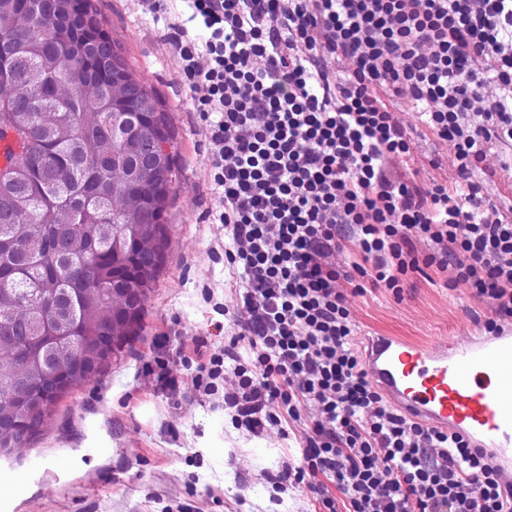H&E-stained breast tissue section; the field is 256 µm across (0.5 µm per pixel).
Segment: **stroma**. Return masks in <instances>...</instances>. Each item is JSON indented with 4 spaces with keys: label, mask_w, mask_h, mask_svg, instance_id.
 <instances>
[{
    "label": "stroma",
    "mask_w": 512,
    "mask_h": 512,
    "mask_svg": "<svg viewBox=\"0 0 512 512\" xmlns=\"http://www.w3.org/2000/svg\"><path fill=\"white\" fill-rule=\"evenodd\" d=\"M99 8L133 75L155 89L171 118L179 168L166 213L171 241L139 340L98 380L65 397L32 445L0 459L1 467L41 473L13 512H167L177 503L191 512H315L307 490L283 493L268 479L281 458L299 459L298 449L274 429L260 437L236 430L223 392L207 396L191 386L199 349L229 342L241 290L224 259L208 123L164 36L179 0H99ZM391 169L418 180L454 175L448 146L428 140L416 141L411 157ZM351 312L362 348L370 336H459L490 309L430 267L409 274L403 300L371 288L352 298Z\"/></svg>",
    "instance_id": "35a3bbf8"
}]
</instances>
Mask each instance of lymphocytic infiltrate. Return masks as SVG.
I'll return each mask as SVG.
<instances>
[{"label":"lymphocytic infiltrate","instance_id":"lymphocytic-infiltrate-1","mask_svg":"<svg viewBox=\"0 0 512 512\" xmlns=\"http://www.w3.org/2000/svg\"><path fill=\"white\" fill-rule=\"evenodd\" d=\"M188 2L205 39L168 28L199 111L216 116L224 255L248 314L193 388L223 391L238 430L294 427L301 458L271 480L320 512H512L492 452L386 403L350 310L370 285L402 299L424 265L488 303L487 332L512 320V215L485 187L512 169L485 166L512 147V0ZM417 138L449 146L453 181L392 175ZM350 244L361 259L344 268Z\"/></svg>","mask_w":512,"mask_h":512}]
</instances>
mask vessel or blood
Instances as JSON below:
<instances>
[{
	"label": "vessel or blood",
	"instance_id": "b4317fda",
	"mask_svg": "<svg viewBox=\"0 0 512 512\" xmlns=\"http://www.w3.org/2000/svg\"><path fill=\"white\" fill-rule=\"evenodd\" d=\"M369 379L406 416L460 433L497 452L512 480V324L418 343L378 336L366 357Z\"/></svg>",
	"mask_w": 512,
	"mask_h": 512
}]
</instances>
